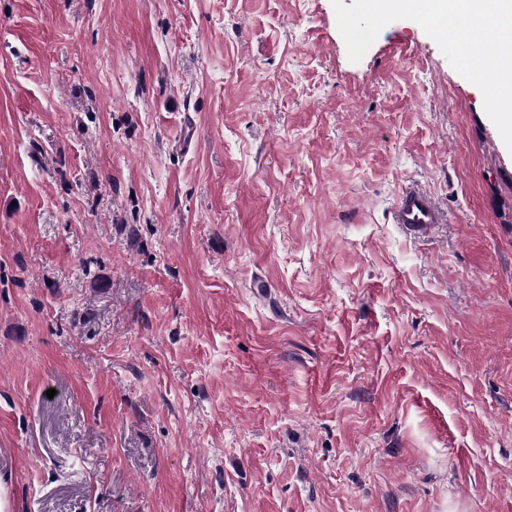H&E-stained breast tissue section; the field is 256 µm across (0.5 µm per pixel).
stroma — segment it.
Masks as SVG:
<instances>
[{"instance_id":"obj_1","label":"stroma","mask_w":512,"mask_h":512,"mask_svg":"<svg viewBox=\"0 0 512 512\" xmlns=\"http://www.w3.org/2000/svg\"><path fill=\"white\" fill-rule=\"evenodd\" d=\"M0 485L512 512V151L418 23L354 63L331 0H0ZM448 213L436 205L424 191L406 189L398 194L393 204V223L428 236L439 224H446Z\"/></svg>"}]
</instances>
